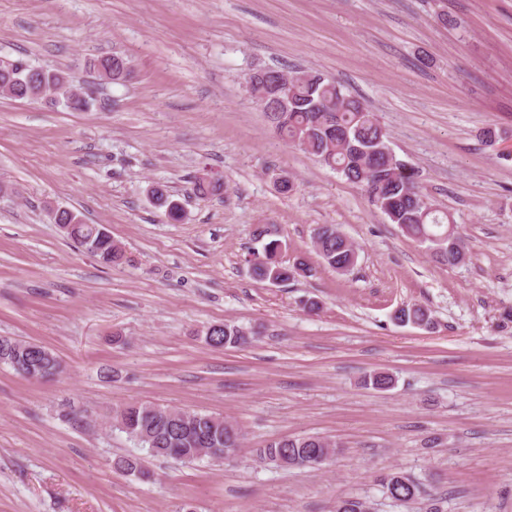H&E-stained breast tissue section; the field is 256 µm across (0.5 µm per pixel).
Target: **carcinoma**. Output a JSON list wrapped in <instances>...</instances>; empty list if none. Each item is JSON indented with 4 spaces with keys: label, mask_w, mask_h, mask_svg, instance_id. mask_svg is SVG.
Listing matches in <instances>:
<instances>
[{
    "label": "carcinoma",
    "mask_w": 512,
    "mask_h": 512,
    "mask_svg": "<svg viewBox=\"0 0 512 512\" xmlns=\"http://www.w3.org/2000/svg\"><path fill=\"white\" fill-rule=\"evenodd\" d=\"M23 60L0 62V94L20 100L31 98H65L66 107L74 112L89 108L85 95L73 98L71 81L60 84L63 72L40 69L36 72L37 85H31L28 74L32 67L21 69ZM127 62L119 57L107 56L93 63L110 81L124 79L122 70ZM293 100L288 111H275L273 96H259L256 90L254 102L265 112L276 133L285 141L299 147L325 167L342 175L348 182L365 190L370 201L399 227L401 232L425 248L437 262L454 267L464 263L455 239L448 236V225L452 217L437 213L424 198L412 173V184L392 167L371 171L358 163L355 148L369 150L377 147L378 138L387 133L376 113L360 99L344 90L343 86L312 70L294 72ZM157 207L165 209L168 218L179 220V204L170 199L168 191L156 197ZM79 234L92 238L95 247L90 253L103 263L114 265L128 262L122 248L111 238L99 237L98 225L82 224ZM255 240L262 243L261 250L250 252L251 274L259 281L273 285L286 283L298 277H307L310 265L300 260L285 265L277 259L282 242L268 236L266 227L260 225L254 232ZM313 248L326 267L344 275L356 264L358 252L354 243L334 225H321L314 229ZM258 332H246L231 323L209 327L204 332L205 343L216 350L239 348L252 342ZM58 363L56 354L47 346L20 341L9 336H0V364L9 366L16 374L34 379L52 374ZM363 384L375 390H386L394 385V378L387 372L374 371L363 379ZM112 425L126 433L153 457L180 461H194L204 457L200 448L203 439L218 441L224 458L233 456L238 450L241 429L224 418L209 413L176 409L157 403L130 401L117 408L112 415ZM336 452V443L317 435L286 436L256 449V455L280 467H312L316 460H328ZM112 466L118 471L137 476L150 477L144 460L138 456H117ZM388 497L395 502L411 506L421 499L420 482L402 472H390L380 478ZM336 512H370L367 503L359 498L336 501Z\"/></svg>",
    "instance_id": "1"
}]
</instances>
